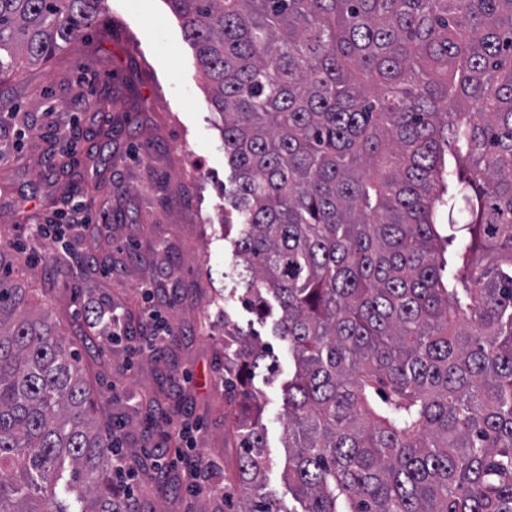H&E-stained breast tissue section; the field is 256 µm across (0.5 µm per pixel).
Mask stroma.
<instances>
[{
	"mask_svg": "<svg viewBox=\"0 0 512 512\" xmlns=\"http://www.w3.org/2000/svg\"><path fill=\"white\" fill-rule=\"evenodd\" d=\"M209 92L166 0H105L97 23L53 60L0 81V101L16 113L0 128V144L19 148L16 162L0 166V214L23 205L38 223L61 224L76 200L93 201L88 223L69 231L64 244L42 246L58 263L45 259L29 268L33 280L50 285L54 317L79 328L84 308L97 306L136 324L147 309L140 282L153 277L169 293L175 328L171 342L131 367L125 343L107 336L97 347L79 348L99 393L97 417L120 430L127 454L142 459L166 445V418L191 415L201 452L221 463L212 483L232 487L240 450L224 426V323L244 328L255 317L241 307L227 275L233 252L224 238V188L233 172ZM78 97L87 106L71 142L46 110H67ZM104 98L112 106L101 113L95 103ZM59 188L63 199L47 204ZM259 332L279 365L273 381L254 382L266 432L265 484L288 506L282 386L291 361L271 323ZM145 394L158 398L155 414L136 409ZM134 496L142 512H240L243 505L238 497L190 499L159 485L148 470L139 471Z\"/></svg>",
	"mask_w": 512,
	"mask_h": 512,
	"instance_id": "obj_1",
	"label": "stroma"
}]
</instances>
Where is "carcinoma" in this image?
<instances>
[{"label": "carcinoma", "mask_w": 512, "mask_h": 512, "mask_svg": "<svg viewBox=\"0 0 512 512\" xmlns=\"http://www.w3.org/2000/svg\"><path fill=\"white\" fill-rule=\"evenodd\" d=\"M101 0H0V80ZM224 115L242 304L275 318L301 512H512V0H168ZM448 213V224L437 217ZM0 238V512H136L75 342ZM86 335L102 320L85 311ZM224 315L246 512L254 379Z\"/></svg>", "instance_id": "carcinoma-1"}]
</instances>
